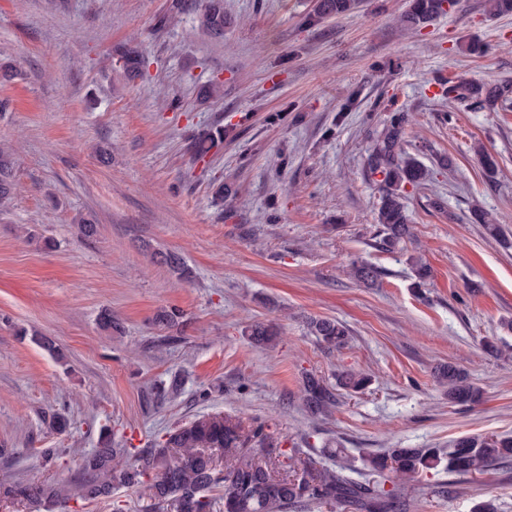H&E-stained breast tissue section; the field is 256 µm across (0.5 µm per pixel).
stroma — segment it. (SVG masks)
I'll use <instances>...</instances> for the list:
<instances>
[{
  "instance_id": "stroma-1",
  "label": "stroma",
  "mask_w": 512,
  "mask_h": 512,
  "mask_svg": "<svg viewBox=\"0 0 512 512\" xmlns=\"http://www.w3.org/2000/svg\"><path fill=\"white\" fill-rule=\"evenodd\" d=\"M202 4L0 0V64L15 73L0 82V142L17 150L20 186L0 211V484H71L104 440L146 448L216 413L318 459L512 435V358L490 351L512 347L501 327L512 319V98L479 109L442 95L450 81L512 84V14L459 0L408 31L409 0H362L307 28L312 0H224L238 24L214 35L197 27ZM133 38L146 55L135 78L109 63ZM215 81L223 97L202 101ZM396 112L430 180L408 188L414 239L391 252L376 237L367 157ZM220 126L223 145L195 160L191 136ZM218 182L232 206L215 202ZM476 207L499 237L475 223ZM413 254L432 269L420 287ZM356 260L377 268L375 283L351 276ZM163 308L182 311L179 327L155 323ZM312 318L344 323L348 344L327 350ZM257 321L276 329L270 345L245 336ZM448 363L477 402L449 404L435 381ZM339 369L370 383L308 417L303 376ZM175 378L180 392L158 397ZM57 414L68 432L50 428ZM403 496L404 512H512V458L480 475L423 472Z\"/></svg>"
}]
</instances>
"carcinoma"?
I'll return each instance as SVG.
<instances>
[{
    "label": "carcinoma",
    "instance_id": "carcinoma-1",
    "mask_svg": "<svg viewBox=\"0 0 512 512\" xmlns=\"http://www.w3.org/2000/svg\"><path fill=\"white\" fill-rule=\"evenodd\" d=\"M457 0H411L405 15L407 26L416 29L447 13L446 4ZM356 0H316L313 13L303 19L310 26L324 19L347 14ZM199 26L221 34L230 24L224 13V0H205L198 14ZM130 75L141 73L145 58L129 49L122 55ZM505 87L470 81L448 82L442 91L454 100L470 101L480 107L493 106L505 97ZM407 115L394 114L376 140L368 156L371 173L381 175L377 225L380 244L396 249L413 238L405 207L406 187H420L428 180V170L402 149ZM224 142V129H211L192 144L195 157L202 158ZM15 192L12 153L0 148V202ZM182 312L162 309L155 321L168 328L180 324ZM312 335L329 350H339L348 342L346 327L332 319L310 321ZM247 336L257 346L275 339L273 326L263 322L250 325ZM440 384L448 387V403L464 405L479 399L467 374L452 364L438 373ZM369 378L353 370L336 374V386L358 393ZM307 413H326L335 398L324 379L307 376L302 388ZM274 434L257 426L247 428L238 419L222 415H202L169 431L167 437L148 448L130 453L115 448L110 440L83 459L82 477L64 488L56 483L13 484L3 487L5 498L43 501L49 512H68L67 502L76 496L84 500L108 497L118 488L143 487L147 503L143 512H288L323 505L333 510L347 507L354 512H391L398 498L397 488L423 471L443 467L451 475L483 473L512 457V436H466L446 448H390L381 454H363L362 479L344 470L318 465L308 451L293 446L278 449ZM286 468L288 476L275 473ZM393 488H386V484Z\"/></svg>",
    "mask_w": 512,
    "mask_h": 512
}]
</instances>
